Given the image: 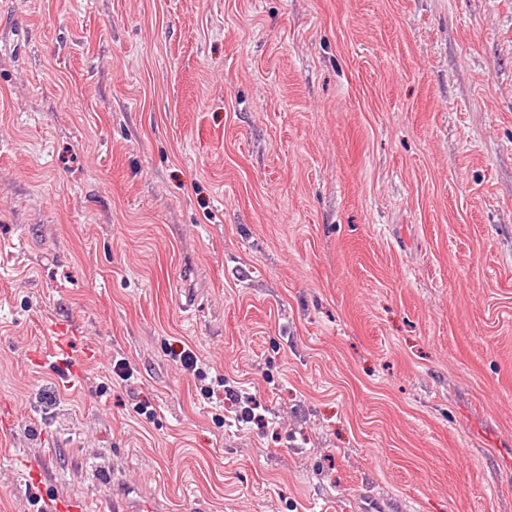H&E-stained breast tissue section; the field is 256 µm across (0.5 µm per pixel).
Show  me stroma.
<instances>
[{
	"instance_id": "obj_1",
	"label": "stroma",
	"mask_w": 512,
	"mask_h": 512,
	"mask_svg": "<svg viewBox=\"0 0 512 512\" xmlns=\"http://www.w3.org/2000/svg\"><path fill=\"white\" fill-rule=\"evenodd\" d=\"M0 416V512H512V0H0ZM40 358L42 360H51L54 365L71 373L77 369L80 363V361L73 357L70 348L62 341V338H58L46 349L42 350ZM29 476L31 478L32 485L34 486L35 494L40 497L46 496L45 489L49 481L46 471L42 468L29 466ZM44 503L45 512H75L80 510V508L74 506L71 502L49 499L47 496L44 498Z\"/></svg>"
}]
</instances>
